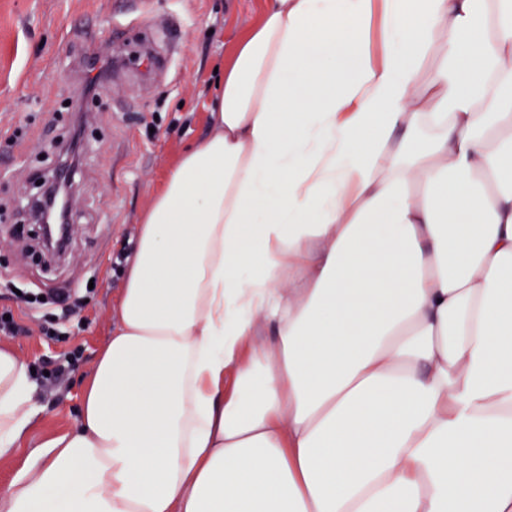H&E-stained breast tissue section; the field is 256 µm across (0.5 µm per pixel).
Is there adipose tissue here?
<instances>
[{
	"label": "adipose tissue",
	"instance_id": "obj_1",
	"mask_svg": "<svg viewBox=\"0 0 512 512\" xmlns=\"http://www.w3.org/2000/svg\"><path fill=\"white\" fill-rule=\"evenodd\" d=\"M218 88L0 512H512V0H266Z\"/></svg>",
	"mask_w": 512,
	"mask_h": 512
}]
</instances>
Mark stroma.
Segmentation results:
<instances>
[{
  "label": "stroma",
  "mask_w": 512,
  "mask_h": 512,
  "mask_svg": "<svg viewBox=\"0 0 512 512\" xmlns=\"http://www.w3.org/2000/svg\"><path fill=\"white\" fill-rule=\"evenodd\" d=\"M134 22L128 0H0V310L20 332H0L29 366L75 353L57 382L35 378L38 414L14 455L0 462V490L31 471L34 452L73 428L79 395L112 334V307L125 278L139 216L181 152L204 138L216 70L260 16L264 0H152ZM150 42L165 64L151 77L120 68L82 98L87 53L120 56ZM85 116L90 148L74 181L75 228L68 260L47 264L31 221L19 220L48 165L41 149ZM89 288L82 311L56 300ZM45 297L46 305L36 304Z\"/></svg>",
  "instance_id": "35a3bbf8"
}]
</instances>
